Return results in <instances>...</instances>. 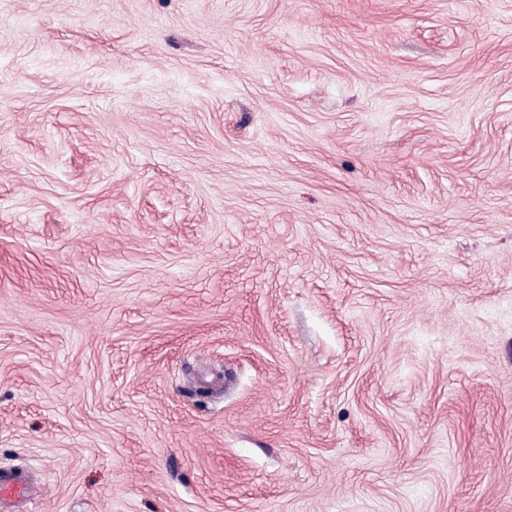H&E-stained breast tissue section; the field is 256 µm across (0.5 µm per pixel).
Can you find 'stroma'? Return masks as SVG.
Here are the masks:
<instances>
[{"instance_id": "1", "label": "stroma", "mask_w": 512, "mask_h": 512, "mask_svg": "<svg viewBox=\"0 0 512 512\" xmlns=\"http://www.w3.org/2000/svg\"><path fill=\"white\" fill-rule=\"evenodd\" d=\"M0 512H512V0H0Z\"/></svg>"}]
</instances>
